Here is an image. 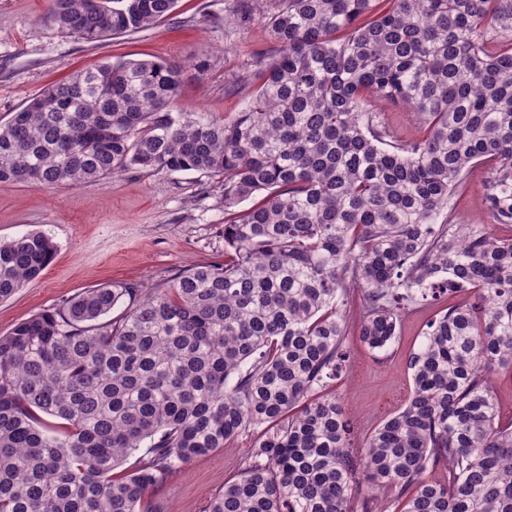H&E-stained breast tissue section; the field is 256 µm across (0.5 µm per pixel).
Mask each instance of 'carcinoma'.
Returning a JSON list of instances; mask_svg holds the SVG:
<instances>
[{
	"instance_id": "cac0c4a2",
	"label": "carcinoma",
	"mask_w": 512,
	"mask_h": 512,
	"mask_svg": "<svg viewBox=\"0 0 512 512\" xmlns=\"http://www.w3.org/2000/svg\"><path fill=\"white\" fill-rule=\"evenodd\" d=\"M271 2L275 52L229 120L175 111L181 66L119 59L0 124V184L135 168L224 186V262L91 288L0 336V512H149L152 486L240 438L245 467L206 512H512L491 386L512 368V238L448 222L484 165L512 224V0ZM176 4L52 0V16L95 42ZM377 103L408 106L421 134L391 139ZM56 251L42 231L0 240V301ZM467 288L409 354L404 406L355 436L322 393L349 360L350 293L381 350L411 308Z\"/></svg>"
}]
</instances>
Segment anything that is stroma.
<instances>
[{"label": "stroma", "instance_id": "35a3bbf8", "mask_svg": "<svg viewBox=\"0 0 512 512\" xmlns=\"http://www.w3.org/2000/svg\"><path fill=\"white\" fill-rule=\"evenodd\" d=\"M249 5L250 25L225 23L226 14ZM270 0H178L171 15L147 29L87 42L61 28L47 0H0V121L53 81L107 59L147 58L178 63L184 75L178 107L208 119L232 118L247 103L245 66L273 42L263 25ZM207 59L208 69L196 68ZM486 169L476 166L450 200L454 224H498L484 198ZM224 196L219 183L199 173H148L130 169L76 189L41 184L0 185V240L42 230L57 245L53 261L35 281L0 302V336L16 323L62 299L104 283H134L143 290L165 287L190 265L224 257ZM361 293L351 294L346 373L330 382L354 419L355 431L371 432L397 411L411 386L410 352L443 305L432 301L403 316L400 334L385 350L359 339ZM243 445L194 460L152 488L161 512H202L225 480L239 475Z\"/></svg>", "mask_w": 512, "mask_h": 512}]
</instances>
